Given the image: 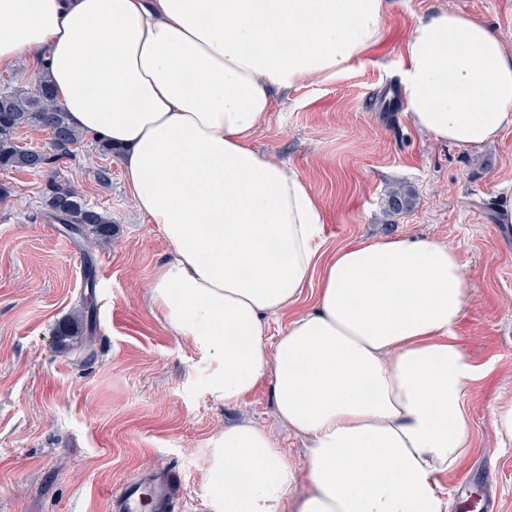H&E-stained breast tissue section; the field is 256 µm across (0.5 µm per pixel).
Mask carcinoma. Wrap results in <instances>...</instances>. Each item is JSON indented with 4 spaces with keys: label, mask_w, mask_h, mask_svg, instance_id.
Instances as JSON below:
<instances>
[{
    "label": "carcinoma",
    "mask_w": 512,
    "mask_h": 512,
    "mask_svg": "<svg viewBox=\"0 0 512 512\" xmlns=\"http://www.w3.org/2000/svg\"><path fill=\"white\" fill-rule=\"evenodd\" d=\"M47 132L53 154L18 145L16 133L22 128ZM82 135L71 127L67 112L58 103L50 83L42 78L30 90L0 91V169L39 171L51 163L68 158ZM411 203V192L404 186L392 190L386 200L389 212L398 214ZM47 204L53 217L75 231L91 226L96 233L112 234V216L89 205L70 184L54 181L47 188ZM83 331L82 320L69 319L58 325L56 336L66 347Z\"/></svg>",
    "instance_id": "carcinoma-1"
}]
</instances>
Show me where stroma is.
I'll return each mask as SVG.
<instances>
[{"label":"stroma","instance_id":"35a3bbf8","mask_svg":"<svg viewBox=\"0 0 512 512\" xmlns=\"http://www.w3.org/2000/svg\"><path fill=\"white\" fill-rule=\"evenodd\" d=\"M443 8L512 32V0H392L365 58L336 81L279 93L254 143L310 184L325 216L320 253L372 237L457 249L473 290L457 334L479 375L464 399L471 448L439 485L448 512H478L456 487L488 468L487 495L512 512V445L502 446L493 423L512 403V237L496 222L512 192V129L479 150L437 143L392 101L402 43ZM54 178L111 214V238L89 229L79 237L51 218L44 188ZM399 184L411 206L387 214ZM170 256L92 135L45 169L0 170V512H110L125 480L158 466L180 478L176 512H213L210 442L243 419L272 430L292 463H306V442L278 427L268 386L216 401L200 352L157 318L145 285ZM73 314L92 324L90 359L55 342L56 325Z\"/></svg>","mask_w":512,"mask_h":512}]
</instances>
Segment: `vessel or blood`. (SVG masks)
I'll use <instances>...</instances> for the list:
<instances>
[{"instance_id": "obj_1", "label": "vessel or blood", "mask_w": 512, "mask_h": 512, "mask_svg": "<svg viewBox=\"0 0 512 512\" xmlns=\"http://www.w3.org/2000/svg\"><path fill=\"white\" fill-rule=\"evenodd\" d=\"M178 479L169 470L128 479L111 497L114 512H171L178 495Z\"/></svg>"}]
</instances>
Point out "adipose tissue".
Masks as SVG:
<instances>
[{"instance_id":"obj_1","label":"adipose tissue","mask_w":512,"mask_h":512,"mask_svg":"<svg viewBox=\"0 0 512 512\" xmlns=\"http://www.w3.org/2000/svg\"><path fill=\"white\" fill-rule=\"evenodd\" d=\"M388 0H0V70L45 71L72 127L108 140L138 212L173 250L146 287L161 321L236 402L268 384L293 465L243 421L211 442L216 512H447L440 475L471 448L476 376L455 333L457 251L374 239L317 260L324 214L293 165L253 147L273 88L336 80L380 37ZM406 118L480 148L512 128V43L441 10L401 47ZM317 280L276 340L268 316Z\"/></svg>"}]
</instances>
